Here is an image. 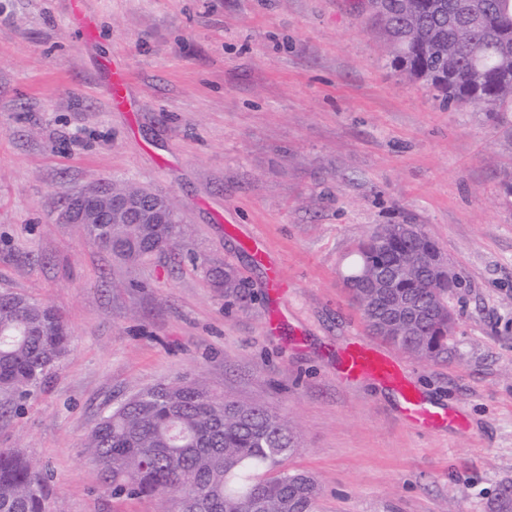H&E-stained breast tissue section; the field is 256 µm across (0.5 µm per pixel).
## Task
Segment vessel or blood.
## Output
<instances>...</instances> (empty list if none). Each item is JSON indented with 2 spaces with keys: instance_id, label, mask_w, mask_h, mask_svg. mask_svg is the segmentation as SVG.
<instances>
[{
  "instance_id": "obj_1",
  "label": "vessel or blood",
  "mask_w": 512,
  "mask_h": 512,
  "mask_svg": "<svg viewBox=\"0 0 512 512\" xmlns=\"http://www.w3.org/2000/svg\"><path fill=\"white\" fill-rule=\"evenodd\" d=\"M127 83L128 78L123 71H110V105L128 106ZM337 377L344 383L372 379L386 384L400 393L403 410L408 418L435 428L448 423V412L426 403L406 378L401 365L375 343L361 341L344 349L337 368Z\"/></svg>"
}]
</instances>
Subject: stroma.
<instances>
[{
    "label": "stroma",
    "instance_id": "1",
    "mask_svg": "<svg viewBox=\"0 0 512 512\" xmlns=\"http://www.w3.org/2000/svg\"><path fill=\"white\" fill-rule=\"evenodd\" d=\"M73 6L0 0V291L61 311L71 336L0 448L48 475L59 512H158L113 501L83 443L131 395L191 378L295 427L316 512H486L512 479V112L401 76L366 0H79L90 43ZM111 61L129 107L108 104ZM100 182L169 197L176 256L128 263L57 223L61 194ZM379 224L418 225L462 281L447 361L388 350L454 413L442 428L336 378L339 349L371 338L341 274ZM227 264L246 308L213 285Z\"/></svg>",
    "mask_w": 512,
    "mask_h": 512
}]
</instances>
